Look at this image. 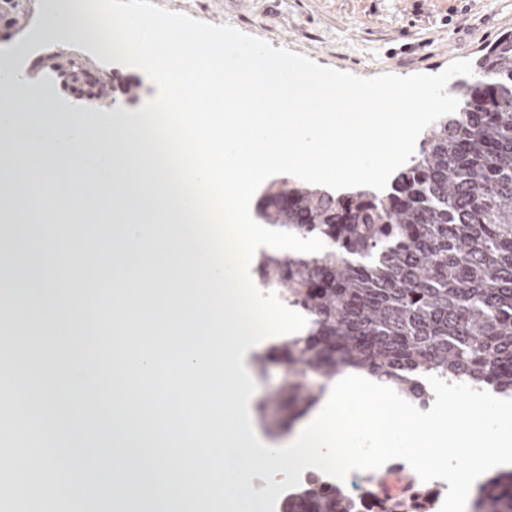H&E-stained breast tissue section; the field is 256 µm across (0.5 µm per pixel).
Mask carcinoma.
Masks as SVG:
<instances>
[{"label": "carcinoma", "mask_w": 512, "mask_h": 512, "mask_svg": "<svg viewBox=\"0 0 512 512\" xmlns=\"http://www.w3.org/2000/svg\"><path fill=\"white\" fill-rule=\"evenodd\" d=\"M453 89L458 109L428 128L385 189L336 192L283 177L260 197L259 223L326 244L259 260L260 285L307 320L302 335L257 360L262 373L287 371L275 426L308 414L349 368L421 407L429 375L512 396V34L485 47ZM358 490L309 481L281 512L403 508ZM432 501L419 489L409 508L431 512ZM472 508L512 512V471L482 483Z\"/></svg>", "instance_id": "1"}]
</instances>
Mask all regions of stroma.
<instances>
[{
	"label": "stroma",
	"mask_w": 512,
	"mask_h": 512,
	"mask_svg": "<svg viewBox=\"0 0 512 512\" xmlns=\"http://www.w3.org/2000/svg\"><path fill=\"white\" fill-rule=\"evenodd\" d=\"M165 9L196 19L228 24L247 34L304 55L320 65L373 77L436 74L457 60L475 61L482 48L512 33V0H153ZM15 27L0 32V67H18L28 80L49 90L58 107L70 112H106L113 106L134 112L151 101L157 88L140 69L106 63L90 48L53 42L38 50L39 66L18 64L15 50L35 24L39 0H20ZM100 78L103 87L117 80L136 84L135 98L100 96L88 101L71 90V61ZM284 368L254 373V404H267L266 414L252 412L255 427L279 442L287 431H271L277 413L275 396Z\"/></svg>",
	"instance_id": "35a3bbf8"
}]
</instances>
